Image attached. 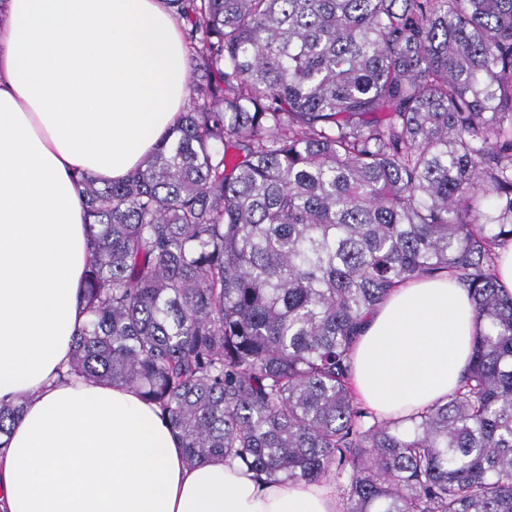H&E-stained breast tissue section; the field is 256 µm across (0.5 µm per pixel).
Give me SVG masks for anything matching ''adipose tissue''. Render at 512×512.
I'll list each match as a JSON object with an SVG mask.
<instances>
[{
	"mask_svg": "<svg viewBox=\"0 0 512 512\" xmlns=\"http://www.w3.org/2000/svg\"><path fill=\"white\" fill-rule=\"evenodd\" d=\"M186 73L161 0H0V400L23 406L0 512H339L332 482L189 463L135 389L58 379L91 256L74 176L141 167L182 115ZM475 334L463 288L409 281L368 315L354 387L379 417L417 413L458 387Z\"/></svg>",
	"mask_w": 512,
	"mask_h": 512,
	"instance_id": "adipose-tissue-1",
	"label": "adipose tissue"
}]
</instances>
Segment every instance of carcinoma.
<instances>
[{
  "label": "carcinoma",
  "instance_id": "obj_1",
  "mask_svg": "<svg viewBox=\"0 0 512 512\" xmlns=\"http://www.w3.org/2000/svg\"><path fill=\"white\" fill-rule=\"evenodd\" d=\"M189 103L143 167L82 174L69 378L159 407L195 463L335 483L341 512H512V0H165ZM448 275L474 303L448 400L380 419L367 314ZM22 406L0 400V451Z\"/></svg>",
  "mask_w": 512,
  "mask_h": 512
}]
</instances>
